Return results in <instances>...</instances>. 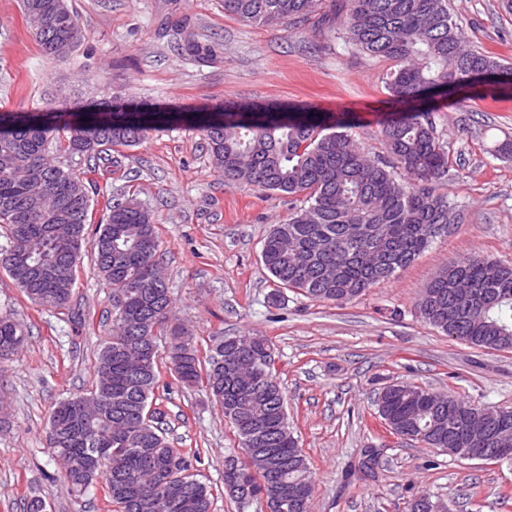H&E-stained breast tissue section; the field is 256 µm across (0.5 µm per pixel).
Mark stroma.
<instances>
[{
	"mask_svg": "<svg viewBox=\"0 0 512 512\" xmlns=\"http://www.w3.org/2000/svg\"><path fill=\"white\" fill-rule=\"evenodd\" d=\"M85 38L65 60L41 54L20 7L0 0V112H37L67 103L80 108L120 97L163 108L214 107L227 101L309 106L349 112L352 134L369 156L385 146L380 120L390 108L387 61L363 54L343 29L263 27L225 14L224 0H70ZM465 40L512 63V14L501 0H448ZM188 19L216 45L218 57L176 54L177 29ZM448 152L440 185L457 206L451 225L413 263L343 305L308 300L275 285L261 259L271 224L290 199L225 183L214 171L206 138L182 126L150 133L111 151L114 166L60 156L87 187L111 185L136 194L153 213L160 261L176 322L208 357L225 336L269 337L287 398L288 423L314 481L311 512H407L422 493L447 512H512V464L462 460L416 442L387 437L374 399L393 382H412L464 400L512 406V352L463 345L423 321L415 301L445 266L473 255L512 261V158L497 151L512 140V96L472 98L431 115ZM0 312L27 329L26 346L0 363V391L13 425L0 431V512H26L30 498L48 512H112L102 482L80 497L62 485L61 466L46 448L54 404L91 389L97 354L108 337L111 292L83 255L68 307L30 302L0 270ZM170 443L197 455L198 478L211 512H242L224 493V460L238 441L221 410L200 388L175 382L160 365ZM380 452L373 473L349 479L362 449Z\"/></svg>",
	"mask_w": 512,
	"mask_h": 512,
	"instance_id": "stroma-1",
	"label": "stroma"
}]
</instances>
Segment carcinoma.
Instances as JSON below:
<instances>
[{
    "label": "carcinoma",
    "instance_id": "1",
    "mask_svg": "<svg viewBox=\"0 0 512 512\" xmlns=\"http://www.w3.org/2000/svg\"><path fill=\"white\" fill-rule=\"evenodd\" d=\"M48 0H21L24 16L46 56L66 57L84 39L77 15L65 7L54 22L37 15ZM224 12L261 26L332 27L341 13L349 40L363 52L392 62L384 77L394 111L381 124L389 158H371L350 133L354 118L295 105L227 102L192 112L149 106H112L110 112H0V233L10 241L0 253L4 270L32 302L51 308L70 303L76 271L90 248L99 276L112 290V323L95 364V385L59 401L48 422L46 445L64 459L68 492L83 493L104 481L113 512H157L152 500L176 483L188 491L162 512H211V493L197 479L193 459L166 437L165 413L153 406L159 363L184 386L200 385L230 422L239 446L257 422H269L262 447L275 451L277 467L245 454L238 478L258 501L270 480L314 488L307 457L288 425L276 368L250 364L243 355L271 348L260 335L222 337L202 365L186 328L170 325L166 280L148 275L160 265L151 211L137 198L105 191L106 222L87 236L91 206L77 173L52 154L102 159L113 147H132L150 132L173 124L192 127L208 141L211 162L224 182L263 194L297 199L285 220L269 229L261 258L277 290L311 300L347 303L414 261L460 214L438 185L448 175V151L435 136L431 113L453 95L486 98L512 93V64L471 48L448 12V0H224ZM184 38L176 50L197 60L216 57L176 22ZM60 185L71 206L69 223L51 219L55 201L45 183ZM350 224L368 230L351 243ZM419 316L471 347L512 350V262L471 256L440 271L416 303ZM183 336L161 352L159 336ZM25 327L0 314V360L26 341ZM430 391L394 383L378 392L377 419L404 441L429 448H460L466 416L495 407L444 395L434 407ZM377 464L362 453L348 476L361 478Z\"/></svg>",
    "mask_w": 512,
    "mask_h": 512
}]
</instances>
